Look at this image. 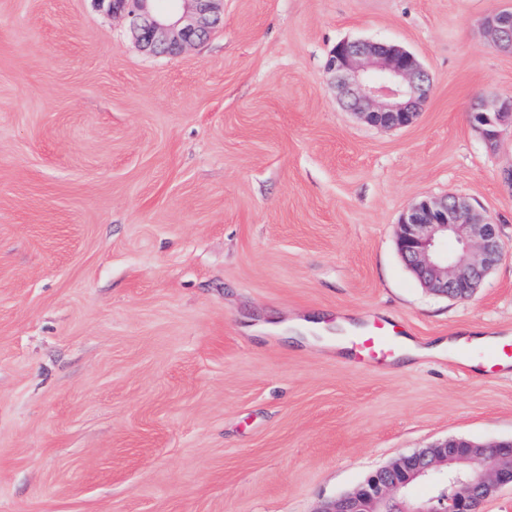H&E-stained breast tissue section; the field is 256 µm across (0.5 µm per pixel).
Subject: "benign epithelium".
Here are the masks:
<instances>
[{
  "label": "benign epithelium",
  "mask_w": 512,
  "mask_h": 512,
  "mask_svg": "<svg viewBox=\"0 0 512 512\" xmlns=\"http://www.w3.org/2000/svg\"><path fill=\"white\" fill-rule=\"evenodd\" d=\"M123 15L144 47L177 52L203 40L221 21L223 0H98ZM487 37L512 51V10L488 16ZM325 73L347 105L369 124L400 129L412 125L426 99L431 77L404 48L365 40L341 41L330 52ZM471 125L492 144L512 131V96L469 113ZM398 252L423 287L451 299L470 298L502 258L497 225L465 197L425 196L401 217ZM426 481L433 492L410 502L407 490ZM512 486V440L490 445L447 439L402 455L379 469L321 512H481L485 500Z\"/></svg>",
  "instance_id": "benign-epithelium-1"
}]
</instances>
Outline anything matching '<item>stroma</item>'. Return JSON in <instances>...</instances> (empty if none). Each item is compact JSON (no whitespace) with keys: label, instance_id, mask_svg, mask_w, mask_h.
Returning <instances> with one entry per match:
<instances>
[{"label":"stroma","instance_id":"1","mask_svg":"<svg viewBox=\"0 0 512 512\" xmlns=\"http://www.w3.org/2000/svg\"><path fill=\"white\" fill-rule=\"evenodd\" d=\"M508 7L224 0L171 54L97 0H0V512H318L399 456L511 439L512 374L360 366L280 332H512V134L469 122L512 94L482 31ZM342 40L419 58L412 126L346 106L325 74ZM448 194L505 250L467 300L396 245Z\"/></svg>","mask_w":512,"mask_h":512}]
</instances>
